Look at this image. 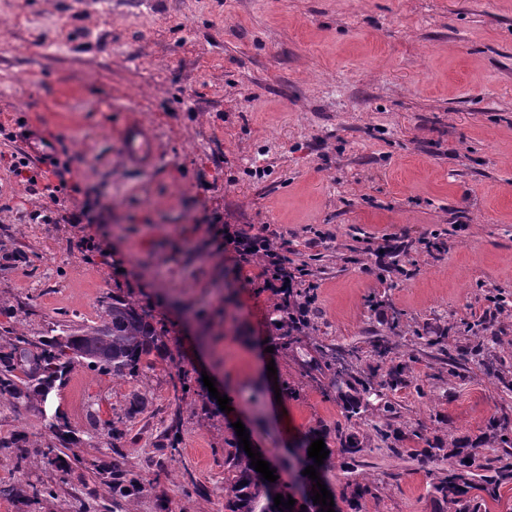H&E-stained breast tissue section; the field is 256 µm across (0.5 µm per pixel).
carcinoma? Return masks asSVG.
Returning <instances> with one entry per match:
<instances>
[{
    "instance_id": "cac0c4a2",
    "label": "carcinoma",
    "mask_w": 512,
    "mask_h": 512,
    "mask_svg": "<svg viewBox=\"0 0 512 512\" xmlns=\"http://www.w3.org/2000/svg\"><path fill=\"white\" fill-rule=\"evenodd\" d=\"M314 329L311 308L305 307L297 312V321L281 334L283 345L288 347L299 340L304 331ZM473 340L466 346L455 350L448 349L444 335L425 340L426 347L437 353L438 358L448 365V375L457 374V369L485 353L497 344L495 335H483L474 326H467ZM0 407L14 409L23 401L33 402L42 399L43 392L54 388L56 383H64L67 374L79 365L99 375L114 379H135L144 374L155 364V358L168 354L164 341V331L158 328L152 315L134 302L112 295L102 303L100 323L93 325L59 324L50 336L29 335L15 328L0 329ZM370 350L363 351L354 347L347 351L350 362L341 363V354L329 345L315 347L317 356L306 362L307 373L318 372L327 379V387L336 392L346 420L360 419L373 403L387 416L397 413L396 404L388 393L406 387L410 383L407 376L408 366L404 363L391 364L384 368L368 363L361 368L358 363L363 357H376L383 360L389 350V340L374 337L368 341ZM192 386L189 371L181 368L177 371L174 384V400L181 402ZM45 428L51 438L37 444L36 452L50 465L55 466L56 479L33 485L28 492V499L37 502L43 498H53L58 488L72 485V469L61 463L57 453L59 445L66 442L64 418L56 414L54 419H44ZM87 425L93 433L107 432V444L115 448L124 437V432L117 429L114 420H103L98 410L87 413ZM491 434L484 438L498 444V454L489 459L482 467L483 473L476 474L470 470L466 458L453 468L439 472L426 471L429 478V493L442 501L448 512H489L486 499H500L499 489L512 481V434L509 429L497 424L490 425ZM376 433L383 442L391 441L389 449L393 455L402 457L413 455L422 462H431L444 457H456L458 448H467L469 443L458 440L451 445L437 439L426 442L422 449L403 447V442L413 436L422 435L413 432L409 435L398 433L390 437L382 429ZM339 452L356 456L364 452L359 441L352 434L337 431ZM123 471L119 463H112L109 472V484L112 495L125 498L130 490L123 485ZM278 494L290 495L278 482L265 480L261 473L251 466V459L242 448L225 451L224 456V512H299V505L292 510L278 509L274 506V497Z\"/></svg>"
}]
</instances>
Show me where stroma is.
Here are the masks:
<instances>
[{
    "label": "stroma",
    "mask_w": 512,
    "mask_h": 512,
    "mask_svg": "<svg viewBox=\"0 0 512 512\" xmlns=\"http://www.w3.org/2000/svg\"><path fill=\"white\" fill-rule=\"evenodd\" d=\"M133 120L155 130L152 169L122 162L118 130ZM34 123L78 191L50 195L47 165L12 172ZM85 205L92 223H71ZM215 214L270 225L294 262L312 261L316 332L280 346L277 296L235 281L234 254L197 229ZM391 235L411 245L399 257L410 275L383 282ZM112 294L153 314L170 355L129 380L78 366L53 389L70 430L59 455L82 477L88 512H224L237 421L284 485L321 438L330 493L369 484L362 512H441L426 477L440 462L395 457L376 430L467 440L479 467L496 454L490 424L512 426V315L488 325L502 381L478 361L438 380L446 365L415 343L443 333L465 344L471 310L492 295L512 303V0H0V304L11 309L0 326L91 325ZM376 336L412 385L394 393L395 418L372 407L349 422L302 364L315 343L348 350ZM181 366L194 391L170 461ZM136 393L148 405L125 419L118 449L88 435L89 408L109 420ZM339 426L361 455L322 438ZM45 433L38 404L0 407V438H24L0 448V486L17 490L0 512H72L70 493L25 496L55 472L33 452ZM116 462L142 487L117 503L99 478Z\"/></svg>",
    "instance_id": "obj_1"
}]
</instances>
